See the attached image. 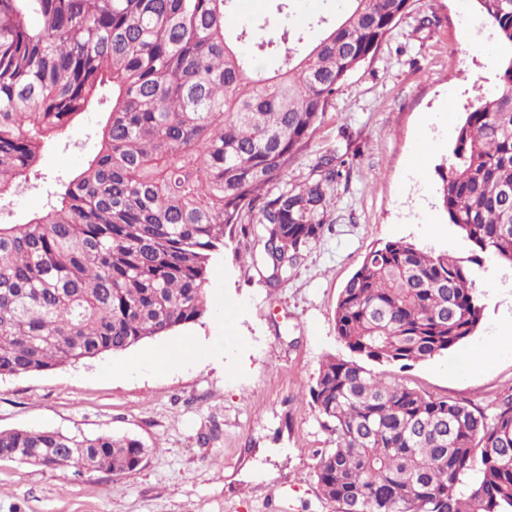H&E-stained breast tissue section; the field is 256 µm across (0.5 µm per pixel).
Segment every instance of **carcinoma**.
<instances>
[{
    "instance_id": "carcinoma-1",
    "label": "carcinoma",
    "mask_w": 512,
    "mask_h": 512,
    "mask_svg": "<svg viewBox=\"0 0 512 512\" xmlns=\"http://www.w3.org/2000/svg\"><path fill=\"white\" fill-rule=\"evenodd\" d=\"M236 0H0V201L41 175L44 149L112 96L97 151L43 210L0 223V376L121 353L198 322L215 254L253 244L276 286L332 223L345 161L283 180L349 73L410 0H345L309 42L237 26ZM512 48V0H477ZM281 49V66L261 65ZM449 223L475 251L390 240L341 291L336 336L309 396L336 436L315 475L336 512H512V395L492 415L385 381L472 336L484 316L476 253L512 266V55L466 113L440 171ZM134 439L0 431V459L129 476Z\"/></svg>"
}]
</instances>
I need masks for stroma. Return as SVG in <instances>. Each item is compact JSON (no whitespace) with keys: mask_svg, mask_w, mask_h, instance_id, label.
Here are the masks:
<instances>
[{"mask_svg":"<svg viewBox=\"0 0 512 512\" xmlns=\"http://www.w3.org/2000/svg\"><path fill=\"white\" fill-rule=\"evenodd\" d=\"M495 29L475 0H411L375 55L347 77L287 181L315 158L343 155L350 173L336 189L333 222L287 278L270 286L242 243L213 259L209 313L178 330L192 359L127 370L105 353L52 370L0 376V431L54 428L111 434L146 449L130 476L0 460V512H335L315 476L324 429L308 390L326 356L348 357L334 324L336 304L364 256L400 238L469 254L440 202L439 172L474 99L498 85ZM103 118L92 107L66 133V148L42 157L48 175L80 167ZM437 141L415 172L421 140ZM485 312L473 336L446 354L386 381L433 396L492 407L512 394V268L491 256L476 268ZM475 349L487 364L467 366Z\"/></svg>","mask_w":512,"mask_h":512,"instance_id":"1","label":"stroma"}]
</instances>
